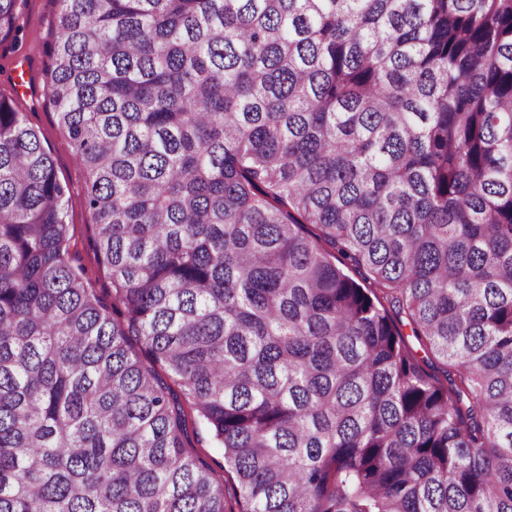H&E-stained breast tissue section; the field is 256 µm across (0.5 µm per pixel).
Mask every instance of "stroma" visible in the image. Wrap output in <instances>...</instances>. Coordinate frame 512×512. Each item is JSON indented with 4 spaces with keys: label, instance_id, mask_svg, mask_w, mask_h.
Returning a JSON list of instances; mask_svg holds the SVG:
<instances>
[{
    "label": "stroma",
    "instance_id": "35a3bbf8",
    "mask_svg": "<svg viewBox=\"0 0 512 512\" xmlns=\"http://www.w3.org/2000/svg\"><path fill=\"white\" fill-rule=\"evenodd\" d=\"M59 12L57 0H21L14 36L0 41V93L11 96L17 110L25 114L50 153L58 177L67 185L65 213L72 263L85 270L91 288L108 303L112 283L95 253L96 225L85 205L86 174L75 161L67 134L57 124L51 101L48 68L50 50L59 35ZM189 448L216 465V478L224 486L226 512H240L242 505L233 495L235 476L220 467L221 450L214 448L203 432L191 435Z\"/></svg>",
    "mask_w": 512,
    "mask_h": 512
}]
</instances>
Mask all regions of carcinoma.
I'll return each mask as SVG.
<instances>
[{
    "label": "carcinoma",
    "mask_w": 512,
    "mask_h": 512,
    "mask_svg": "<svg viewBox=\"0 0 512 512\" xmlns=\"http://www.w3.org/2000/svg\"><path fill=\"white\" fill-rule=\"evenodd\" d=\"M58 2L112 309L0 94V512H226L201 425L242 512H512V0ZM188 448L207 460L215 468L217 481L224 485L226 512H240L242 505L233 495V487L236 484L235 475L218 466V463L223 464L222 451L219 448H214L209 436L202 429L199 430V435L193 434L190 430Z\"/></svg>",
    "instance_id": "obj_1"
}]
</instances>
